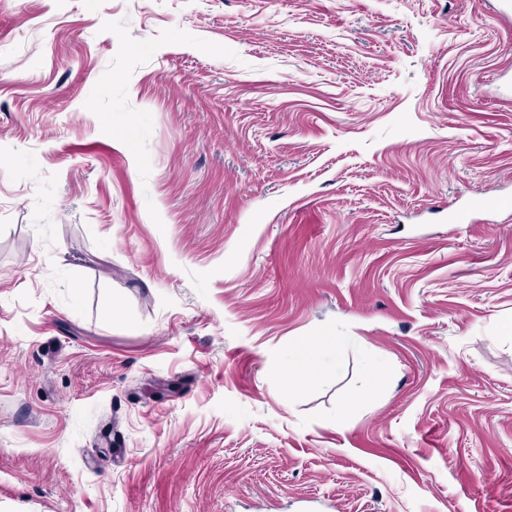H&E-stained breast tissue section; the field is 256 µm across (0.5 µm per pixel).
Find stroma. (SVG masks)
Listing matches in <instances>:
<instances>
[{
	"mask_svg": "<svg viewBox=\"0 0 512 512\" xmlns=\"http://www.w3.org/2000/svg\"><path fill=\"white\" fill-rule=\"evenodd\" d=\"M498 2L0 0V512H512ZM332 337L324 332L300 340L293 347L286 365L288 380L282 385L284 395L293 393L302 383H318L332 372L336 364L325 360Z\"/></svg>",
	"mask_w": 512,
	"mask_h": 512,
	"instance_id": "stroma-1",
	"label": "stroma"
}]
</instances>
